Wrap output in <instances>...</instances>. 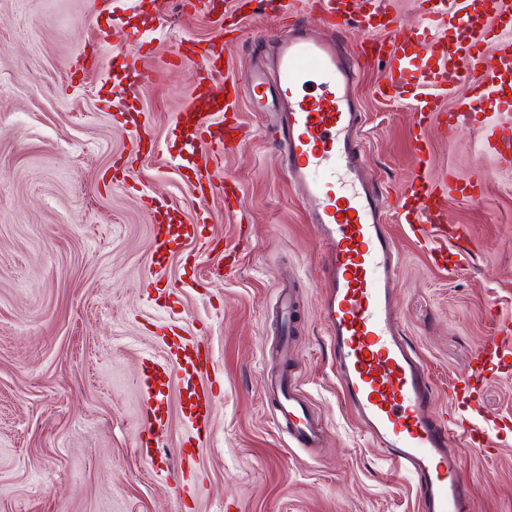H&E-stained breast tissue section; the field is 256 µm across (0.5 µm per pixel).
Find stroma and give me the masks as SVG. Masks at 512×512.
Masks as SVG:
<instances>
[{
    "label": "stroma",
    "mask_w": 512,
    "mask_h": 512,
    "mask_svg": "<svg viewBox=\"0 0 512 512\" xmlns=\"http://www.w3.org/2000/svg\"><path fill=\"white\" fill-rule=\"evenodd\" d=\"M0 0V512H418L411 477L358 429L335 378L320 316L322 248L268 129V114L241 101L251 136L214 152V182L234 180L241 206L198 200L191 122L177 121L195 87V66L149 86L124 75L240 33L227 52L243 79L258 50L286 33L298 0H259L240 19L237 0L187 15L179 0ZM104 37L102 66L77 74L76 53ZM386 61L362 65L357 92L364 163L387 194V222L401 264L400 324L422 355L437 395L432 415L452 413L448 384L481 345L512 327V169L480 151L478 127L442 134V114L423 120L427 178L452 169L461 182L489 180L475 202L453 196L448 221L465 227L468 257L436 264L396 214L415 162L409 101L376 92ZM146 117L134 147L123 105ZM193 225L161 266L151 267L152 215L145 196ZM223 277L211 279V266ZM203 341L217 395L210 434L180 471L174 445L189 429L177 390L165 393L168 424L154 460L137 451L144 428L139 379L168 357L165 333ZM288 373L322 429L308 453L274 425L264 392ZM469 417L509 426L495 450L460 449L470 512H512V370L485 384Z\"/></svg>",
    "instance_id": "obj_1"
}]
</instances>
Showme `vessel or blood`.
I'll return each instance as SVG.
<instances>
[{"label": "vessel or blood", "instance_id": "obj_1", "mask_svg": "<svg viewBox=\"0 0 512 512\" xmlns=\"http://www.w3.org/2000/svg\"><path fill=\"white\" fill-rule=\"evenodd\" d=\"M369 9L357 14L354 0H312L309 12L323 26L345 31L355 27L360 39L346 51L335 39H311L304 18H296L294 34L275 48L269 65L252 64L245 83L226 79L220 61L224 45L215 41L199 52L194 92L184 99L183 115L194 116L201 136L212 147L233 150L248 130L235 117L243 97L258 107H273L278 116L274 133L281 148L289 181L299 192L307 221L318 232L325 255L329 290L321 313L335 353L336 382L360 428L400 471L414 478L420 512H468L469 485L461 476L460 457L448 445L447 423L433 419L436 395L422 357L408 342L394 311L392 283L397 277L398 251L385 222V198L363 165L358 140L361 114L357 110L358 61L362 56L392 60L382 98L394 100L404 92V69L413 59L435 60L421 76L411 103L417 112L437 111L432 91L447 81L465 85L467 96L454 110L449 134L471 125L490 100L512 98V38L501 40L495 66L478 73L470 50L483 41L496 20L512 16V0H455L460 17L452 40L432 42L416 38L403 22L388 15L383 0H365ZM446 0H423L428 26L442 29ZM382 27L384 39L373 38ZM188 55L175 53L155 67L139 68L137 58L126 64L136 83H153L158 73L182 67ZM481 143L499 163L512 164V124L484 127ZM456 184L453 170L434 181L412 175L403 197L414 215L409 228L416 239L434 246L438 259L447 250L435 246V233L449 240L464 239L460 225L447 221L446 199ZM153 252L171 251L189 236L186 224H172L160 208L152 210ZM167 361L153 363L143 380V403L150 442L165 437L161 396L176 388L186 393L191 433L196 441L209 435L215 395L198 379L211 364L209 354L186 338L169 346ZM508 352L499 340L487 341L478 351L472 371L448 385L450 402L467 411L479 393L485 372L507 368ZM266 396L275 405L273 421L286 427L299 448L316 447L318 422L296 381L279 375Z\"/></svg>", "mask_w": 512, "mask_h": 512}]
</instances>
